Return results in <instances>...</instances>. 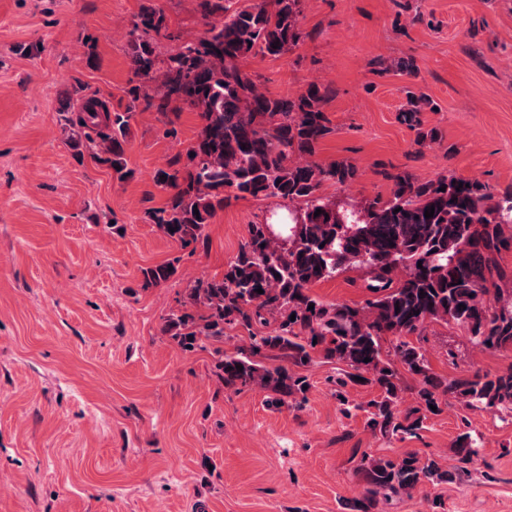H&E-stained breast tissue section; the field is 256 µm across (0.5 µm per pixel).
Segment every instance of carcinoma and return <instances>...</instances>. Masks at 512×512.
Returning a JSON list of instances; mask_svg holds the SVG:
<instances>
[{"mask_svg":"<svg viewBox=\"0 0 512 512\" xmlns=\"http://www.w3.org/2000/svg\"><path fill=\"white\" fill-rule=\"evenodd\" d=\"M301 3L196 0L205 32L192 40L169 32L163 11L145 8L128 32L131 104L107 112L92 96L91 107L68 119L66 143L87 150L124 181L131 176L124 144L137 109L196 112L199 130L185 156L172 160V171L156 174L166 203L147 212L158 230L183 247L205 241L206 226L233 197L276 198L295 208L294 223L281 239L270 237L261 223L249 225L224 275L187 289L183 310L166 319L163 332L193 351L205 339L223 337L227 325L272 319V332L250 336L232 354L215 351V373L224 387L257 388L275 407L291 402L300 408L307 401L308 368L318 358L334 360L347 367L336 377L344 413L350 414L344 391L360 377L378 388L368 403L370 426L384 435L416 434L421 410L440 406L450 395L468 408L512 412L511 369L444 378L430 371L420 347L409 340L422 334L425 323L443 321L464 329L484 350L512 346V290L500 288L505 274L495 261V254L512 246V191L497 195L478 179L453 175L421 180L399 173L385 202L348 209L324 196V184L348 186L359 176L350 162L313 160L333 132L322 110L327 89L311 82L297 94L271 95L238 64L249 55L280 57L298 45L304 38ZM158 36L178 45L163 55ZM427 103L423 95L410 96L400 119L420 125ZM178 262L143 270V286L168 281ZM349 268L363 271L374 294L364 305L327 303L311 292L313 284ZM273 359L290 366L264 364ZM404 373L417 381V405L405 413L397 408ZM455 452L463 462L477 454L469 434L458 436ZM355 473L364 495L350 502L352 512H371L381 497L453 478L436 460L415 454L398 459L364 452Z\"/></svg>","mask_w":512,"mask_h":512,"instance_id":"obj_1","label":"carcinoma"}]
</instances>
